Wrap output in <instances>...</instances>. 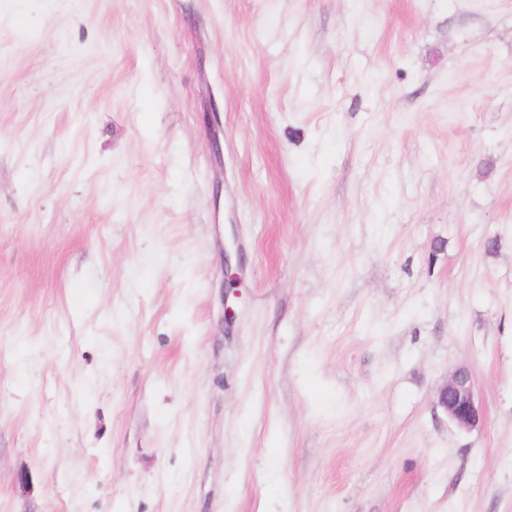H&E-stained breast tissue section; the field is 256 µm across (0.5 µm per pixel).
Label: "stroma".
<instances>
[{"instance_id":"35a3bbf8","label":"stroma","mask_w":512,"mask_h":512,"mask_svg":"<svg viewBox=\"0 0 512 512\" xmlns=\"http://www.w3.org/2000/svg\"><path fill=\"white\" fill-rule=\"evenodd\" d=\"M0 512H512V0H0ZM435 406L459 430L471 431L482 423L483 409L467 367L460 366L449 374L436 392Z\"/></svg>"}]
</instances>
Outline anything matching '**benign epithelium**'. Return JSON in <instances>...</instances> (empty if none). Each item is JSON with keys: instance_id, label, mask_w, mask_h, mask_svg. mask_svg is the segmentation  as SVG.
<instances>
[{"instance_id": "obj_1", "label": "benign epithelium", "mask_w": 512, "mask_h": 512, "mask_svg": "<svg viewBox=\"0 0 512 512\" xmlns=\"http://www.w3.org/2000/svg\"><path fill=\"white\" fill-rule=\"evenodd\" d=\"M435 406L462 431H471L482 423L483 409L467 367L460 366L448 375L436 392Z\"/></svg>"}]
</instances>
